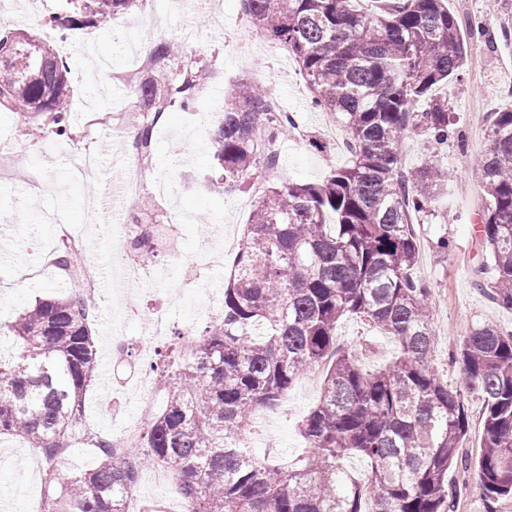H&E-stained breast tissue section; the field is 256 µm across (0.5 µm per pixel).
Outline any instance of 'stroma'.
<instances>
[{"label":"stroma","instance_id":"1","mask_svg":"<svg viewBox=\"0 0 512 512\" xmlns=\"http://www.w3.org/2000/svg\"><path fill=\"white\" fill-rule=\"evenodd\" d=\"M32 8L0 13V31L30 33L60 47L68 27L58 17L70 14L67 0H34ZM462 26L481 24L486 36L469 39L471 71L462 79L442 88L448 98V112L458 133L444 146H432L419 136L408 137L402 159L415 167L435 160L449 171L448 192L432 215L414 217L420 243L416 276L432 290L430 321L435 333L432 363L449 388L459 387L461 374L450 356L469 328L492 323L512 330V310L493 303L475 281L492 279L494 270L480 240L482 191L474 166L489 142L487 126L491 113L512 109V0L497 11L487 8V0H447ZM155 21L165 37L181 42L187 59L204 61L212 76L195 94L192 109L172 105L166 108L153 132L152 169L168 178L170 193L150 199L148 216L154 223L165 221V211L177 208L193 219L170 229L171 245L155 259L164 270L159 283L144 286L141 303L153 304L173 295L172 310L177 329L204 330L209 320L206 307L210 295H223L228 270L209 271L199 260L204 247L213 240L216 227L224 229L226 260H233L255 205L253 188H225L206 151L224 107V91L240 79H249L267 89L278 90L284 111L293 114L295 129L279 136V181L316 183L331 168L348 164L350 156L324 132L327 113L316 111L310 93L291 55L283 54L270 41L257 42L244 16L240 0H208L201 11L193 10L191 0H163L156 15L146 8L128 13L97 17L81 24L80 30L91 41L88 48L66 56L72 99L94 104L96 111L108 112L125 105L132 96V85L118 86L108 77L91 84L84 72L92 60H108L113 69L134 72L136 78L161 81L170 66L144 72L135 70V51L129 45L134 25ZM17 137V154L10 171L0 173V325L8 326L26 305L39 298L64 297L73 286L50 278L24 279L22 270L50 263L57 242L54 225L43 223L47 212L61 213L66 222L87 226L88 245L97 253L94 279L110 287L112 247L103 242L97 227L88 223L91 209L98 204L103 189L110 185L115 152L129 140V131L101 136L90 150L99 160L97 174L75 181L67 174L71 143L47 135L33 139L25 135L21 120L8 111L0 112V133ZM447 248H440V241ZM101 315L92 322L99 369L107 370L109 387L93 383L86 393L85 422L101 432L119 430L136 411L130 397L131 382L138 364L136 356L116 362L112 354V312L108 301L99 304ZM336 339L347 350L359 355L365 369L373 370L389 362L392 343L371 323L349 317L337 327ZM323 370L308 369L292 386L279 406L258 412L246 431L248 446L260 459L285 462L304 451L297 433L298 420L318 401ZM44 477L39 454L23 440L0 438V496L9 502L10 512H40Z\"/></svg>","mask_w":512,"mask_h":512}]
</instances>
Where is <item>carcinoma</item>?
<instances>
[{"mask_svg": "<svg viewBox=\"0 0 512 512\" xmlns=\"http://www.w3.org/2000/svg\"><path fill=\"white\" fill-rule=\"evenodd\" d=\"M70 25L122 13L137 0H69ZM250 26L288 48L312 106L336 117L356 148L349 165L316 184L267 188L246 225L224 284V317L191 350L153 366L167 401L146 428L144 447L122 456L96 444V458L68 471L65 457L83 427L85 395L96 378L90 304L75 291L38 299L10 332L17 354L0 359V435L41 454L43 512H127L138 460L170 470L192 512H455L448 470L469 430L465 392L483 403L475 480L488 512L512 499V331L470 328L454 353L465 390H451L433 368L431 288L414 276L419 241L412 215L447 190L433 161L403 168L409 134L444 144L453 135L448 100L436 89L472 61L457 16L445 0H384L360 12L356 0H240ZM0 109L30 126L52 116L72 138L68 71L54 49L30 34L0 36ZM181 44L161 39L155 54L173 59ZM197 75L172 72L166 89L135 87L145 107L163 98L189 109ZM266 89L241 80L224 91V116L212 138L224 186L269 167L257 146L294 128L269 112ZM489 149L477 159L484 193L483 248L495 271L478 287L512 309V110L495 112ZM348 316L389 336L396 356L363 369L336 346ZM326 367L321 397L298 424L304 454L266 463L242 443L260 408L273 409L310 367ZM367 469L358 482L344 466Z\"/></svg>", "mask_w": 512, "mask_h": 512, "instance_id": "1", "label": "carcinoma"}]
</instances>
